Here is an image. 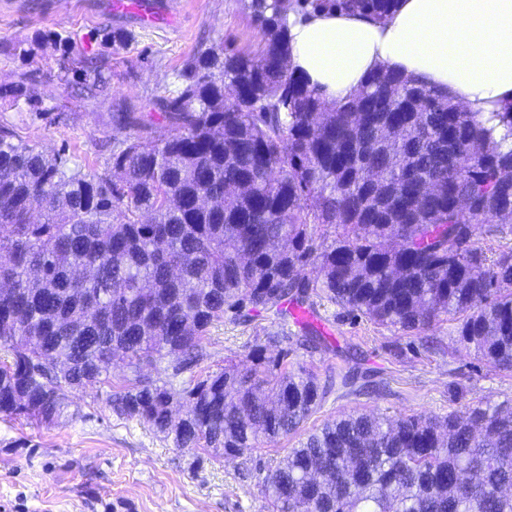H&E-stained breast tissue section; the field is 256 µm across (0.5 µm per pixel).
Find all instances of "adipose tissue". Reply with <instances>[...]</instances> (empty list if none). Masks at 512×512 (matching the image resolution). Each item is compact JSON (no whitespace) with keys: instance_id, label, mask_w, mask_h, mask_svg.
Here are the masks:
<instances>
[{"instance_id":"adipose-tissue-1","label":"adipose tissue","mask_w":512,"mask_h":512,"mask_svg":"<svg viewBox=\"0 0 512 512\" xmlns=\"http://www.w3.org/2000/svg\"><path fill=\"white\" fill-rule=\"evenodd\" d=\"M290 65L330 101L378 70L414 76L469 111L512 102V0H399L384 21L358 13L290 14Z\"/></svg>"}]
</instances>
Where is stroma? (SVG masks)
Returning a JSON list of instances; mask_svg holds the SVG:
<instances>
[{
    "label": "stroma",
    "mask_w": 512,
    "mask_h": 512,
    "mask_svg": "<svg viewBox=\"0 0 512 512\" xmlns=\"http://www.w3.org/2000/svg\"><path fill=\"white\" fill-rule=\"evenodd\" d=\"M47 2L0 0V125L43 154H66L72 165L92 171H104L113 141L130 134L113 113L152 111L200 46L221 43L251 53L263 42L242 0H176L169 23L155 28L113 11V0H57L53 12ZM117 28L129 32L126 46L96 42L97 34ZM42 30L68 38L76 57L66 62L53 46L35 44ZM9 45L27 49V56L6 53ZM91 53L110 80L108 92L94 98L79 92ZM26 73L34 78L30 102L11 94ZM316 310L327 345L297 350L290 362L322 380L352 368L367 393H333L298 434L221 463L175 447L146 422L118 416L107 387L91 383L69 392L67 411L54 423L0 415V512H269L257 470L276 467L300 439L341 413L462 414L482 401H512V374L460 344L450 323L421 336L325 300ZM294 329L293 322L271 319L218 325L204 359L171 388L179 394L198 377L246 366L266 334Z\"/></svg>",
    "instance_id": "1"
}]
</instances>
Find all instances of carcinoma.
I'll return each mask as SVG.
<instances>
[{
    "label": "carcinoma",
    "instance_id": "1",
    "mask_svg": "<svg viewBox=\"0 0 512 512\" xmlns=\"http://www.w3.org/2000/svg\"><path fill=\"white\" fill-rule=\"evenodd\" d=\"M397 0H245L263 46H202L99 174L0 128V414L52 423L66 391L109 405L178 448L227 459L297 433L333 392L268 337L183 390L211 328L327 300L405 333L456 323L459 341L512 372V247L491 260L478 224L512 235V149L481 113L380 70L327 102L290 68L291 9L384 21ZM70 59L69 40L36 35ZM512 138V106L492 113ZM334 236L325 248L321 238ZM318 268L310 277L306 267ZM128 373L110 378L102 360ZM62 368L39 367L42 358ZM166 363L157 384L142 366ZM272 512H512V404L462 417L349 414L315 430L263 479Z\"/></svg>",
    "mask_w": 512,
    "mask_h": 512
}]
</instances>
